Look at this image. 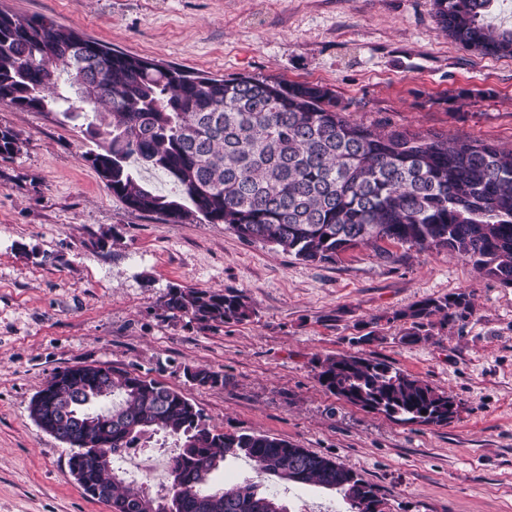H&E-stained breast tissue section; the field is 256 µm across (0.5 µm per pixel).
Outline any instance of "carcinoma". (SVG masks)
<instances>
[{
    "mask_svg": "<svg viewBox=\"0 0 512 512\" xmlns=\"http://www.w3.org/2000/svg\"><path fill=\"white\" fill-rule=\"evenodd\" d=\"M497 0H433L448 37L483 55L512 57V29L487 21ZM77 32L45 17L0 11V101L20 112H59L80 122L95 148L90 162L129 209L172 224H223L240 238L279 248L310 263H332L358 246L383 242L446 250L479 275L512 288V150L364 126L346 117L328 87L249 76L226 79L123 53L98 42L90 59L59 47ZM84 73L104 84L87 98L74 84ZM21 132L0 127V157L20 153ZM176 186L170 195L141 171ZM162 307L205 324L242 323L254 308L238 291L171 285ZM472 311L470 294L425 297L387 317L400 341L417 343ZM328 391L400 424L446 425L455 399L426 380L360 353L316 361ZM199 387L224 385L208 368L187 370ZM99 420L78 424L111 455L101 463L72 455L84 492L105 497L113 512H157L142 486L127 480L119 458L143 436L178 443L171 457L172 512H270L279 500L245 481L214 489L227 457L256 470L335 490L345 512H383L373 485L343 463L266 434H226L176 389L105 364H85L58 387L39 414L58 426L69 407ZM367 500L360 510L358 499Z\"/></svg>",
    "mask_w": 512,
    "mask_h": 512,
    "instance_id": "1",
    "label": "carcinoma"
}]
</instances>
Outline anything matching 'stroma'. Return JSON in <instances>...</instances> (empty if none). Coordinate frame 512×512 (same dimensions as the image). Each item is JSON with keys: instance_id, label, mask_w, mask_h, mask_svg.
Masks as SVG:
<instances>
[{"instance_id": "35a3bbf8", "label": "stroma", "mask_w": 512, "mask_h": 512, "mask_svg": "<svg viewBox=\"0 0 512 512\" xmlns=\"http://www.w3.org/2000/svg\"><path fill=\"white\" fill-rule=\"evenodd\" d=\"M130 55L210 76L326 85L356 122L512 149V57L439 29L433 0H0ZM20 130L0 158V512H110L69 474L70 448L29 416L57 370L102 363L180 390L227 434L286 439L373 485L385 512H512V288L445 251L359 246L307 263L221 224L127 206L84 154L80 128L0 102ZM111 229L119 247L101 246ZM233 289L249 321L205 326L165 312L167 287ZM470 293L467 319L404 344L393 312ZM376 322L377 341L354 338ZM451 394L443 426L403 425L339 399L316 360L353 352ZM224 376L200 387L187 369ZM251 481L288 512H343L340 493L227 460L213 484Z\"/></svg>"}]
</instances>
